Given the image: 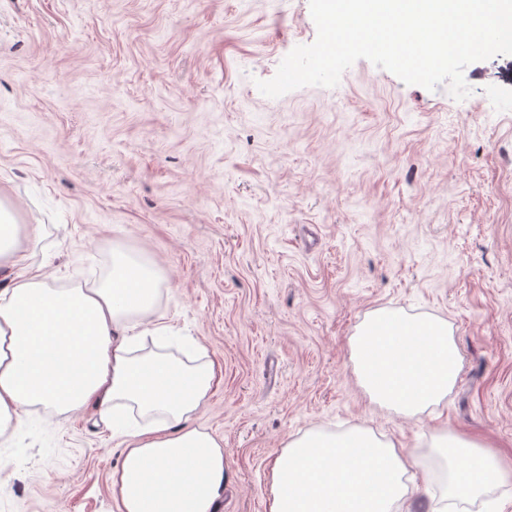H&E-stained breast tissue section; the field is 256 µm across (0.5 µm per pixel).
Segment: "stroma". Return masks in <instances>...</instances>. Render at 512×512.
Instances as JSON below:
<instances>
[{"mask_svg":"<svg viewBox=\"0 0 512 512\" xmlns=\"http://www.w3.org/2000/svg\"><path fill=\"white\" fill-rule=\"evenodd\" d=\"M309 0H0V198L40 224L33 268L167 273L176 357L211 364L196 422L224 442L218 512H269L289 435L362 426L414 453L449 430L512 470V55L471 95L357 60L333 88L257 81L312 43ZM448 321L442 404H369L349 340L372 311ZM124 434L96 405L0 438V512H117Z\"/></svg>","mask_w":512,"mask_h":512,"instance_id":"stroma-1","label":"stroma"}]
</instances>
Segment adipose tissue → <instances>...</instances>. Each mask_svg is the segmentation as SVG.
Listing matches in <instances>:
<instances>
[{
	"label": "adipose tissue",
	"instance_id": "ef3b65f1",
	"mask_svg": "<svg viewBox=\"0 0 512 512\" xmlns=\"http://www.w3.org/2000/svg\"><path fill=\"white\" fill-rule=\"evenodd\" d=\"M39 224L17 223L0 203V436L29 409L64 413L97 403L137 410L151 428L126 432L111 476L118 512H217L224 448L193 424L214 374L162 350L149 336L170 334L154 317L165 282L151 261L116 247L112 275L64 287L34 272L27 243ZM357 381L369 401L414 417L455 387L461 354L447 322L371 313L350 339ZM429 456L441 465L428 512L481 499L512 477L496 452L458 434H435ZM417 456L371 429L311 430L289 439L271 471L269 512H413L406 474Z\"/></svg>",
	"mask_w": 512,
	"mask_h": 512
}]
</instances>
